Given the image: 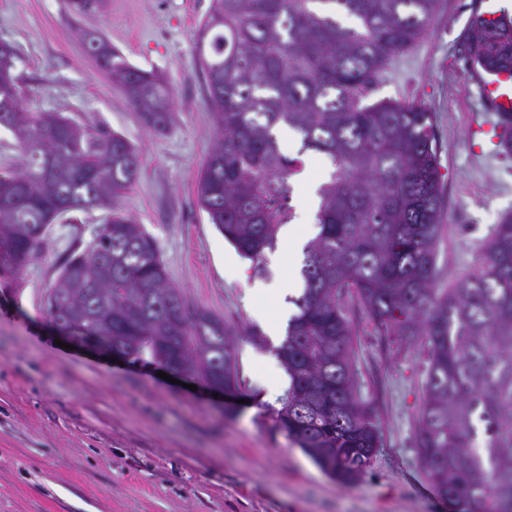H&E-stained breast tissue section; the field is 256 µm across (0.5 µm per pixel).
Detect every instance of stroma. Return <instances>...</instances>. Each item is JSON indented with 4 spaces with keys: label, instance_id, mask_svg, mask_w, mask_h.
<instances>
[{
    "label": "stroma",
    "instance_id": "35a3bbf8",
    "mask_svg": "<svg viewBox=\"0 0 512 512\" xmlns=\"http://www.w3.org/2000/svg\"><path fill=\"white\" fill-rule=\"evenodd\" d=\"M476 0H440L423 38L395 56L369 102L414 103L433 112L440 147L442 234L435 280L452 288L482 259L483 244L512 212V155L474 131L487 119L466 79L459 38ZM211 0H107L71 15L64 0H0V41L19 47L24 103L92 130L123 135L140 170L118 205L156 240L189 305L222 316L234 338L245 403L161 379L156 369L110 355L66 350L43 305L73 248L107 214L92 208L50 224L43 250L0 285V512H444L415 434L428 367L424 340L378 332L357 302L351 360L357 396L375 415L382 445L353 484L323 473L285 432L273 429L287 375L275 349L274 302L255 314L260 286L302 291L300 262H269L254 276L199 207L196 183L216 138L198 57ZM106 38L130 64L159 72L172 92V122L147 127L94 57L87 39ZM258 329L266 346L254 344Z\"/></svg>",
    "mask_w": 512,
    "mask_h": 512
}]
</instances>
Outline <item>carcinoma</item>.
Masks as SVG:
<instances>
[{
  "instance_id": "obj_1",
  "label": "carcinoma",
  "mask_w": 512,
  "mask_h": 512,
  "mask_svg": "<svg viewBox=\"0 0 512 512\" xmlns=\"http://www.w3.org/2000/svg\"><path fill=\"white\" fill-rule=\"evenodd\" d=\"M103 2L66 0V7L84 16ZM439 3L211 0L200 30L211 35L212 54L200 53L199 62L218 134L197 200L263 277L265 251L294 218L290 179L304 166L280 150L274 129L297 132L301 151L322 156L318 233L304 247L302 292L289 299L296 313L276 348L288 385L276 398L272 427L342 484L371 466L381 440L356 394L346 301L353 295L378 331L426 340L415 442L449 508L512 512V214L494 226L465 280L434 287L442 197L433 113L396 101L366 103L387 63L413 47ZM340 15L353 24L342 25ZM465 40L481 69L512 70V16L473 21ZM91 41L145 123L165 127L170 89L161 75L135 68L103 38ZM23 61L16 46L0 45V126L21 154V169L0 173V268L20 271L63 215L105 208L93 241L67 255L49 290L52 320L71 325L78 341L136 362L242 387L234 329L189 308L154 238L115 207L140 169L130 143L18 107Z\"/></svg>"
}]
</instances>
